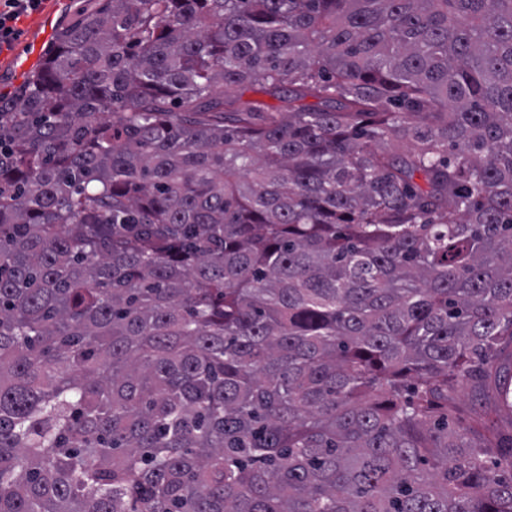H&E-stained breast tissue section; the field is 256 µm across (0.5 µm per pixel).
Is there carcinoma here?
I'll use <instances>...</instances> for the list:
<instances>
[{"label": "carcinoma", "mask_w": 512, "mask_h": 512, "mask_svg": "<svg viewBox=\"0 0 512 512\" xmlns=\"http://www.w3.org/2000/svg\"><path fill=\"white\" fill-rule=\"evenodd\" d=\"M503 343L512 0H96L3 114L0 512H512ZM259 88V85H253L251 87L237 91L236 94L239 96L242 103L260 109L280 107L285 105L277 98L262 92Z\"/></svg>", "instance_id": "1"}]
</instances>
